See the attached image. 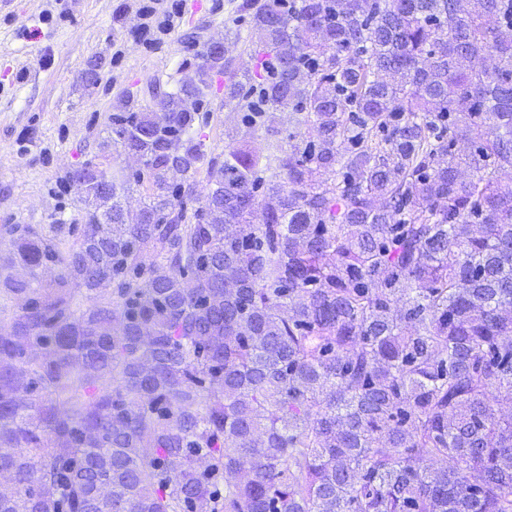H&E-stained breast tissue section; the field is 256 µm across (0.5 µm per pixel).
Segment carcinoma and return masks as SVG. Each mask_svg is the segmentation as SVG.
Returning <instances> with one entry per match:
<instances>
[{"label": "carcinoma", "instance_id": "obj_1", "mask_svg": "<svg viewBox=\"0 0 512 512\" xmlns=\"http://www.w3.org/2000/svg\"><path fill=\"white\" fill-rule=\"evenodd\" d=\"M236 12L74 240L0 230V512H512V0ZM216 74L269 154H208Z\"/></svg>", "mask_w": 512, "mask_h": 512}]
</instances>
